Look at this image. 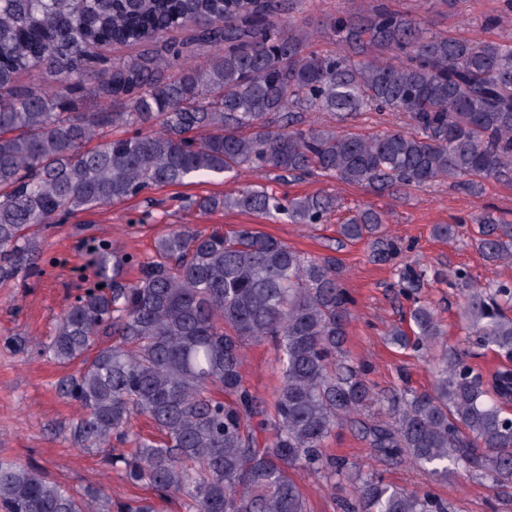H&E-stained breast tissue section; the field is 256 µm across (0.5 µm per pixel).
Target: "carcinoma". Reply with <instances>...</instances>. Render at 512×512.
I'll use <instances>...</instances> for the list:
<instances>
[{"label":"carcinoma","instance_id":"obj_1","mask_svg":"<svg viewBox=\"0 0 512 512\" xmlns=\"http://www.w3.org/2000/svg\"><path fill=\"white\" fill-rule=\"evenodd\" d=\"M300 0H0V282L36 269V235L60 215L121 202L149 187L245 172L319 173L377 192L437 181L473 191L512 182V39L431 34L378 5L327 22L335 52L276 18ZM196 24L211 53L183 62L171 43L130 61L105 62L101 45L155 44ZM44 67L43 87L18 76ZM98 67L90 88L82 76ZM87 99L98 108L81 110ZM394 112L411 130L364 135L339 126L357 112ZM123 129L110 137L108 129ZM339 206L315 193L283 202L266 188L187 199L202 213L238 209L322 223ZM476 245L494 262L512 257V222L477 214ZM384 212L361 207L338 233L386 261L395 245ZM97 285L59 316L44 352L80 362L58 394L82 413L74 446L150 498L114 500L0 457V512H309L295 474L353 488L343 512H462L430 490L409 492L329 455L325 442L350 423L381 460H404L431 477L478 473L512 489V370L484 383L471 353L441 344L432 387L375 392L345 354L351 301L343 267L309 258L253 225L159 237L149 257L109 243L91 252ZM465 341L512 361V284H469ZM405 349L440 344L434 309L417 304ZM270 341L281 365L272 402L246 384L244 348ZM145 419L155 433L142 435Z\"/></svg>","mask_w":512,"mask_h":512}]
</instances>
